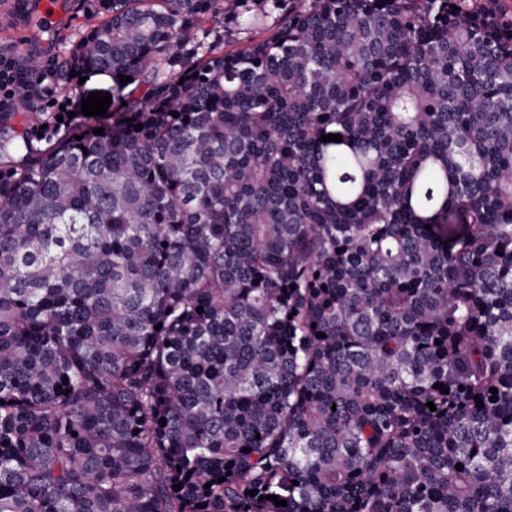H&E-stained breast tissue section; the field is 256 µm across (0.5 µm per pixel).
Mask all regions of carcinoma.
<instances>
[{
  "label": "carcinoma",
  "mask_w": 512,
  "mask_h": 512,
  "mask_svg": "<svg viewBox=\"0 0 512 512\" xmlns=\"http://www.w3.org/2000/svg\"><path fill=\"white\" fill-rule=\"evenodd\" d=\"M100 14L121 111L0 112V512H512L503 0Z\"/></svg>",
  "instance_id": "1"
}]
</instances>
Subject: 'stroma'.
Here are the masks:
<instances>
[{
  "label": "stroma",
  "instance_id": "35a3bbf8",
  "mask_svg": "<svg viewBox=\"0 0 512 512\" xmlns=\"http://www.w3.org/2000/svg\"><path fill=\"white\" fill-rule=\"evenodd\" d=\"M40 0H0V20H6L13 29L12 39L0 40V52L19 55L26 68L31 71L32 81L40 84L41 97L16 101L17 127H24L30 113L53 112L58 107L68 111L81 109L82 98L98 91L110 94V111H118L122 95L111 76L101 73L88 74L85 83L58 84L55 78L46 74L76 42L81 32L97 17V0H59L63 20L56 29H41L35 26V11Z\"/></svg>",
  "mask_w": 512,
  "mask_h": 512
}]
</instances>
